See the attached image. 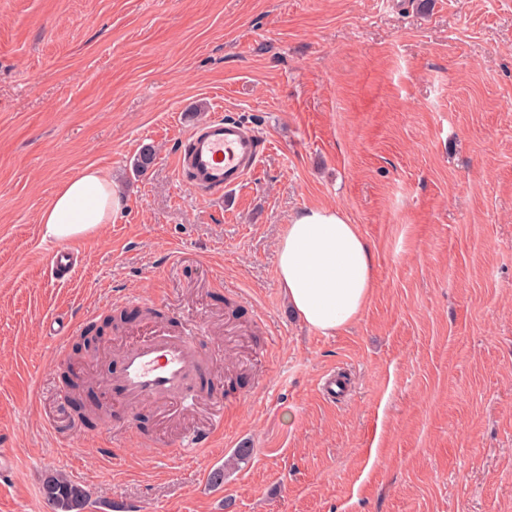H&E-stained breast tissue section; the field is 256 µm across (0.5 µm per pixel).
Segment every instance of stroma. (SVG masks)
<instances>
[{"instance_id": "35a3bbf8", "label": "stroma", "mask_w": 512, "mask_h": 512, "mask_svg": "<svg viewBox=\"0 0 512 512\" xmlns=\"http://www.w3.org/2000/svg\"><path fill=\"white\" fill-rule=\"evenodd\" d=\"M217 113L267 150L210 202L174 155ZM89 165L126 203L60 282L39 215ZM310 206L373 251V294L331 335L278 281ZM120 298L204 325L227 351L212 397L177 419L59 404L44 317L92 315L97 356L66 360L100 402L152 326L104 327ZM333 370L351 389L331 403ZM219 418L218 446L174 448ZM0 442V512H52L51 471L89 491L85 512H512V0H0Z\"/></svg>"}]
</instances>
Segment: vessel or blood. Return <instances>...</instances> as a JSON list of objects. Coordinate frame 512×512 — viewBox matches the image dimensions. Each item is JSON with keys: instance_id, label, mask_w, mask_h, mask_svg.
Instances as JSON below:
<instances>
[{"instance_id": "1", "label": "vessel or blood", "mask_w": 512, "mask_h": 512, "mask_svg": "<svg viewBox=\"0 0 512 512\" xmlns=\"http://www.w3.org/2000/svg\"><path fill=\"white\" fill-rule=\"evenodd\" d=\"M266 143L257 131L237 119L221 115L197 125L185 138L174 162L186 186L199 198H223L225 191L241 184L258 167ZM74 250L55 249L51 274L56 280L70 279L74 271ZM51 338L57 341L58 357H65L70 336L79 330L77 323L62 315L46 322ZM201 328L187 323L183 332L171 334L166 327L155 328L151 336L126 345L113 366L112 383L128 411H136L144 402L164 406L170 416L185 413L194 403L190 386L204 363L220 361L224 352L213 348L207 361L197 356ZM224 432L223 421H215L181 439L179 451L187 456L210 449Z\"/></svg>"}]
</instances>
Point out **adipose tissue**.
Instances as JSON below:
<instances>
[{
	"label": "adipose tissue",
	"instance_id": "adipose-tissue-1",
	"mask_svg": "<svg viewBox=\"0 0 512 512\" xmlns=\"http://www.w3.org/2000/svg\"><path fill=\"white\" fill-rule=\"evenodd\" d=\"M124 205L118 185L87 166L64 183L40 215L56 241L90 236ZM278 277L295 314L332 333L357 321L374 288L371 248L337 207H305L290 219L277 246Z\"/></svg>",
	"mask_w": 512,
	"mask_h": 512
}]
</instances>
